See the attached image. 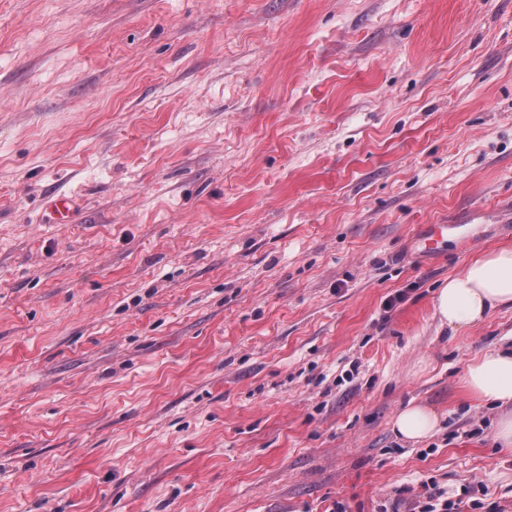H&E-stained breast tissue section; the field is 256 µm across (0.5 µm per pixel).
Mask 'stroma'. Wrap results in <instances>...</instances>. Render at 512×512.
I'll list each match as a JSON object with an SVG mask.
<instances>
[{"label":"stroma","instance_id":"35a3bbf8","mask_svg":"<svg viewBox=\"0 0 512 512\" xmlns=\"http://www.w3.org/2000/svg\"><path fill=\"white\" fill-rule=\"evenodd\" d=\"M502 244L512 0H0V512H512ZM458 224H428L426 230L418 238V245L425 253H435L438 250V239H444L457 228ZM512 306V245L471 259L449 276L434 298L440 326L453 330L482 322L493 310ZM462 385L471 396L504 409L496 441L512 450V351L494 350L474 358L465 368ZM439 422L440 417L430 407L409 405L396 414L393 431L403 439L417 441L434 433Z\"/></svg>","mask_w":512,"mask_h":512}]
</instances>
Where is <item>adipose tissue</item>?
I'll use <instances>...</instances> for the list:
<instances>
[{
	"instance_id": "ef3b65f1",
	"label": "adipose tissue",
	"mask_w": 512,
	"mask_h": 512,
	"mask_svg": "<svg viewBox=\"0 0 512 512\" xmlns=\"http://www.w3.org/2000/svg\"><path fill=\"white\" fill-rule=\"evenodd\" d=\"M512 306V245H500L471 259L449 276L434 298L440 326L458 329L482 322L493 310ZM464 389L473 397L495 404L502 413L496 440L512 450V351L494 350L468 363L462 376ZM438 414L424 405L400 410L393 430L401 438L417 441L434 433Z\"/></svg>"
}]
</instances>
